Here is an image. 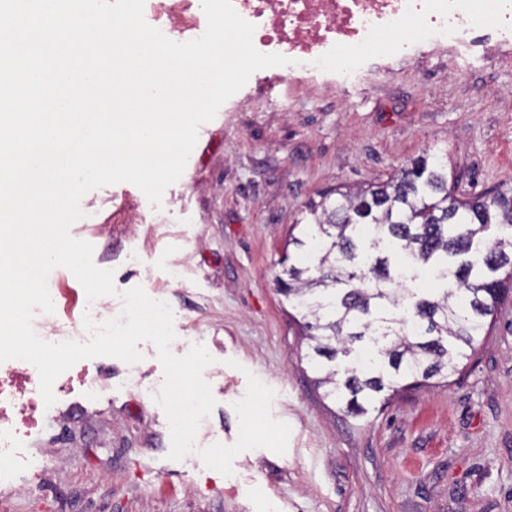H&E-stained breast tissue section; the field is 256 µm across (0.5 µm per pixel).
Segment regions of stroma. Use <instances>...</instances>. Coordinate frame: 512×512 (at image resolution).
Listing matches in <instances>:
<instances>
[{"instance_id": "stroma-1", "label": "stroma", "mask_w": 512, "mask_h": 512, "mask_svg": "<svg viewBox=\"0 0 512 512\" xmlns=\"http://www.w3.org/2000/svg\"><path fill=\"white\" fill-rule=\"evenodd\" d=\"M282 94L289 111L254 101L201 126L164 215L120 183L88 192L81 206L101 221L70 233L113 270L111 315L120 292L142 286L172 308L175 355L201 344L214 357L204 378L217 404L199 446L236 441L233 404L251 373L276 392L286 452H241L229 477L197 456L168 459V421L151 394L164 372L145 341L134 364L76 363L104 392L77 389L59 405L61 421L30 445L56 454L37 490L0 486L7 512H512V297L459 373L353 415L314 387L276 284L292 226L311 222L310 204L328 191L384 181L437 151L458 195L512 189V43L397 60L377 47L358 83L289 80ZM47 285L62 297L33 329L51 336L80 319L84 289L63 267Z\"/></svg>"}]
</instances>
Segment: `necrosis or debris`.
<instances>
[{"label":"necrosis or debris","mask_w":512,"mask_h":512,"mask_svg":"<svg viewBox=\"0 0 512 512\" xmlns=\"http://www.w3.org/2000/svg\"><path fill=\"white\" fill-rule=\"evenodd\" d=\"M237 13L254 24L259 52L280 54L289 65L259 70L228 99L243 110L248 101L278 103V87L288 79L331 77L354 83L371 47L388 41L398 58L421 55L424 47H457L495 35L512 40V0H232ZM201 0H144L145 21L171 40L202 35L193 19ZM50 414L39 392V373L23 360L0 363V485L17 467L30 476L40 460L22 453V442Z\"/></svg>","instance_id":"obj_1"}]
</instances>
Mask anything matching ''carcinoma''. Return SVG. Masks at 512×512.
Here are the masks:
<instances>
[{
    "label": "carcinoma",
    "instance_id": "obj_1",
    "mask_svg": "<svg viewBox=\"0 0 512 512\" xmlns=\"http://www.w3.org/2000/svg\"><path fill=\"white\" fill-rule=\"evenodd\" d=\"M310 209L278 287L302 312L315 384L360 414L385 390L457 373L512 292V191L457 198L437 152ZM423 272L443 287H411Z\"/></svg>",
    "mask_w": 512,
    "mask_h": 512
}]
</instances>
